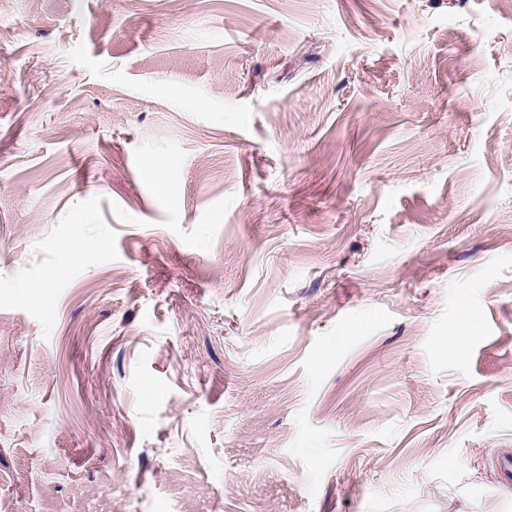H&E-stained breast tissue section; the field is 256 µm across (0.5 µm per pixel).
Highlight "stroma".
I'll return each instance as SVG.
<instances>
[{
  "label": "stroma",
  "mask_w": 512,
  "mask_h": 512,
  "mask_svg": "<svg viewBox=\"0 0 512 512\" xmlns=\"http://www.w3.org/2000/svg\"><path fill=\"white\" fill-rule=\"evenodd\" d=\"M503 454L512 0H0V512H512ZM476 330V324L473 316L463 311L460 317L448 325V333L451 336H444L441 340L439 348L441 350L447 349L448 353L461 355L466 346V341L472 337Z\"/></svg>",
  "instance_id": "stroma-1"
}]
</instances>
